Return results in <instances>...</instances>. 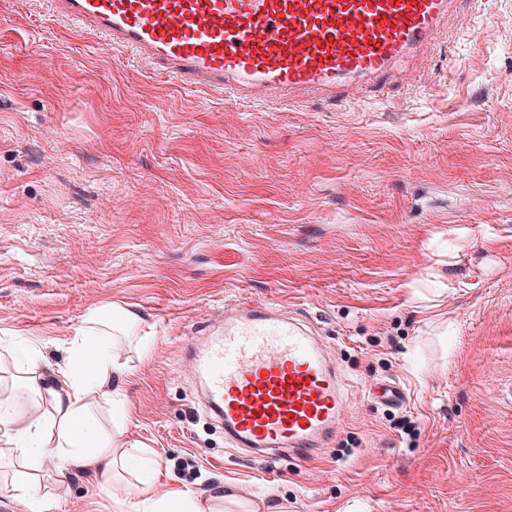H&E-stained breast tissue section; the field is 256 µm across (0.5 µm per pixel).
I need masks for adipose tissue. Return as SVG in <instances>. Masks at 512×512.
<instances>
[{
  "mask_svg": "<svg viewBox=\"0 0 512 512\" xmlns=\"http://www.w3.org/2000/svg\"><path fill=\"white\" fill-rule=\"evenodd\" d=\"M136 322L132 310L108 306L91 309L69 341V357L55 381L37 365L38 350L27 353L17 370L30 407L0 415V443L17 464L0 488L9 490L25 512H51L53 502L42 476L79 470L95 474L100 491H111L118 470L127 468L130 444L121 432H105L92 415L91 396L112 397L118 370L114 351L119 337ZM211 500L189 490H168L143 499L136 512H213Z\"/></svg>",
  "mask_w": 512,
  "mask_h": 512,
  "instance_id": "ef3b65f1",
  "label": "adipose tissue"
}]
</instances>
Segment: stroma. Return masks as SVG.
<instances>
[{
  "mask_svg": "<svg viewBox=\"0 0 512 512\" xmlns=\"http://www.w3.org/2000/svg\"><path fill=\"white\" fill-rule=\"evenodd\" d=\"M381 85L229 102L0 0V413L96 306L138 314L106 429L153 492L230 483L288 512H512V0H479ZM319 336L349 413L307 461L233 448L181 349L239 300ZM397 381L405 402L374 401ZM416 422L400 432L398 418ZM53 512H120L70 472Z\"/></svg>",
  "mask_w": 512,
  "mask_h": 512,
  "instance_id": "stroma-1",
  "label": "stroma"
}]
</instances>
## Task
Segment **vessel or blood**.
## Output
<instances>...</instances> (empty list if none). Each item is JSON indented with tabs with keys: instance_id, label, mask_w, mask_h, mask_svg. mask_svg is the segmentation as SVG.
<instances>
[{
	"instance_id": "1",
	"label": "vessel or blood",
	"mask_w": 512,
	"mask_h": 512,
	"mask_svg": "<svg viewBox=\"0 0 512 512\" xmlns=\"http://www.w3.org/2000/svg\"><path fill=\"white\" fill-rule=\"evenodd\" d=\"M457 0H47L52 16L132 50L192 87L290 103L357 79L385 83L430 48ZM182 350L232 446L261 457L314 456L346 413L341 374L319 337L279 308L235 305L223 329ZM375 398L398 406L395 383Z\"/></svg>"
}]
</instances>
